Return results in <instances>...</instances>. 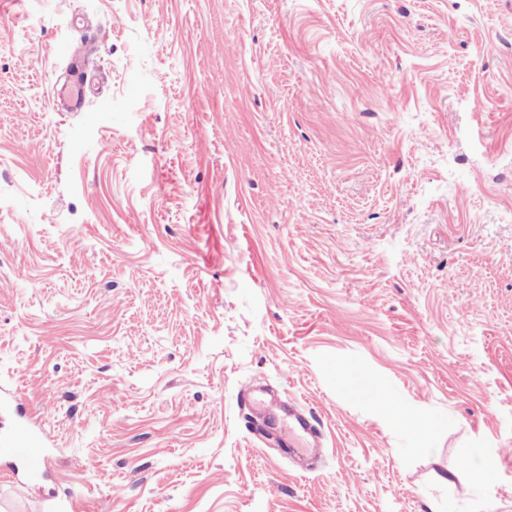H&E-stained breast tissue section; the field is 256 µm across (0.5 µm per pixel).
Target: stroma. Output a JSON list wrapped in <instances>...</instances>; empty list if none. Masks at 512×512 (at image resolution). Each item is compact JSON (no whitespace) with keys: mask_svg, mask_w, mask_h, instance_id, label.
<instances>
[{"mask_svg":"<svg viewBox=\"0 0 512 512\" xmlns=\"http://www.w3.org/2000/svg\"><path fill=\"white\" fill-rule=\"evenodd\" d=\"M508 212L512 0H0V512H512ZM96 59L94 54H86L82 56L72 68V91L78 96L85 80L93 75L97 69ZM315 433L312 428L308 426L297 425L294 421L288 420L281 429V435L285 442L292 451L298 455H303L309 452L308 436H313ZM34 443L44 448L45 445L41 440V436L36 429H26L24 439L20 441L15 436H5L0 439L1 451L4 456L21 457L26 462L25 476L15 478V481L21 486H29L33 481L37 480L47 469L51 462V455L41 450L40 454H33L30 446Z\"/></svg>","mask_w":512,"mask_h":512,"instance_id":"35a3bbf8","label":"stroma"}]
</instances>
